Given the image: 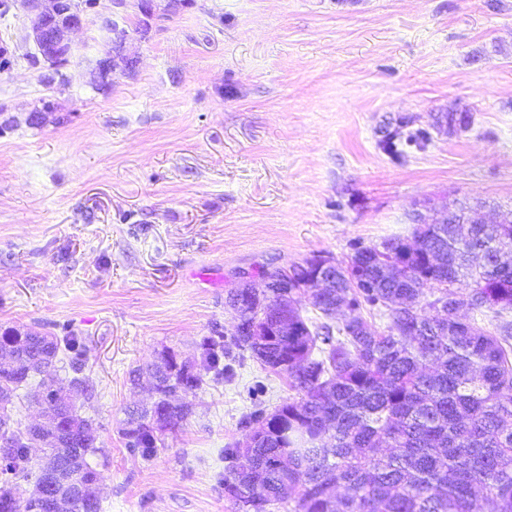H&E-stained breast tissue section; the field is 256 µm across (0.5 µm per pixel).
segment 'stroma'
<instances>
[{
    "instance_id": "35a3bbf8",
    "label": "stroma",
    "mask_w": 512,
    "mask_h": 512,
    "mask_svg": "<svg viewBox=\"0 0 512 512\" xmlns=\"http://www.w3.org/2000/svg\"><path fill=\"white\" fill-rule=\"evenodd\" d=\"M155 3L128 8L135 68L103 88L110 0L49 85L24 58V9L0 18V326L79 341L103 512H232L224 450L285 380L233 364L146 459L119 434L151 402L131 370L230 334L241 272L409 237L424 207L512 213V0ZM44 99L66 123L28 124ZM403 122L431 140L396 159L380 142Z\"/></svg>"
}]
</instances>
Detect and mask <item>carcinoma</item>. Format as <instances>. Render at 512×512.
Listing matches in <instances>:
<instances>
[{"instance_id":"1","label":"carcinoma","mask_w":512,"mask_h":512,"mask_svg":"<svg viewBox=\"0 0 512 512\" xmlns=\"http://www.w3.org/2000/svg\"><path fill=\"white\" fill-rule=\"evenodd\" d=\"M70 56L46 63L24 54L47 84ZM425 140L422 130L395 129L382 144L400 157L397 143ZM412 235L352 242L331 288L315 284L310 257L286 270L260 267L279 284L263 301L230 289L224 305L261 320L263 342L209 336L200 362L180 367L174 353L160 356L150 366L155 401L119 428L125 446L151 456L165 429L159 416L187 419L188 395L224 378L221 359L248 356L284 377L295 396L271 411L256 407L242 438L224 449V495L234 512H512V223L415 224ZM303 301L317 317L302 314ZM377 314L389 320L383 331L369 321ZM3 349L15 359L0 372L5 393L61 354L77 374L71 385L88 391L72 336L0 328ZM11 407L0 404V442L10 449L0 474L31 484V506L50 512L44 469L33 464L26 433L9 423ZM43 412L49 424L57 413L93 428L71 397ZM100 452L96 438L80 432L41 449L51 467L73 473ZM19 489L4 480L0 512H16ZM61 512H102L100 496L75 494Z\"/></svg>"}]
</instances>
